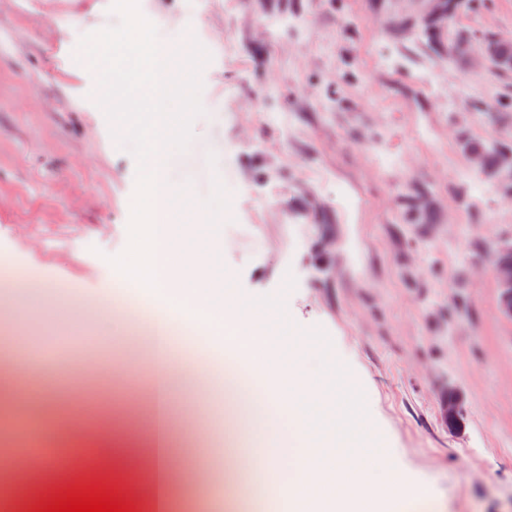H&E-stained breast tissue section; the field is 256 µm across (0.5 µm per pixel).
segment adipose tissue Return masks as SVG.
<instances>
[{
	"label": "adipose tissue",
	"instance_id": "adipose-tissue-1",
	"mask_svg": "<svg viewBox=\"0 0 512 512\" xmlns=\"http://www.w3.org/2000/svg\"><path fill=\"white\" fill-rule=\"evenodd\" d=\"M147 58L148 162L138 202L145 238L128 270L154 316L150 374L158 416H165L175 397L167 385V360L179 344L177 327H193L203 345L221 341L241 356L224 379V400L232 409L224 434L228 444L247 442L260 463L265 512H402L410 498L403 477L378 460L377 436L362 415L336 404L337 392L354 387L349 376L319 359L286 319L271 318L266 302L228 288L231 273L218 243H194L214 208L191 201L186 186L170 183L166 170L185 140V115L192 107L185 77L198 60L180 35L150 43ZM112 438L148 458L136 482L151 486L153 499L145 508L154 512L174 482L163 465L172 451L164 424L140 439L116 428Z\"/></svg>",
	"mask_w": 512,
	"mask_h": 512
}]
</instances>
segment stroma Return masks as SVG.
Returning a JSON list of instances; mask_svg holds the SVG:
<instances>
[{
	"label": "stroma",
	"instance_id": "obj_1",
	"mask_svg": "<svg viewBox=\"0 0 512 512\" xmlns=\"http://www.w3.org/2000/svg\"><path fill=\"white\" fill-rule=\"evenodd\" d=\"M140 2L148 39L186 31L201 59L186 77L196 99L187 152L167 176L192 199L231 201V287L267 301L352 377L355 390L336 399L367 417L409 485L428 486L416 512H512V318L480 253L487 239L512 242V207L498 181L486 186L490 208L459 199L477 167L462 141L512 139V68L473 48L449 66L424 54L398 24L421 21L428 0ZM279 13L301 31L273 42L267 21ZM451 26L512 40V0H476ZM126 27L118 0L0 8V257L32 275L30 291L6 297L28 327L44 325V303L61 310L60 325H98L102 286L137 247L144 151L118 138L122 117L100 109L97 89L111 79L119 95L138 96L149 73L139 48L93 41ZM419 73L433 86H417ZM415 184L433 191L439 223H407L400 197ZM124 333L93 336L81 372L61 349L41 395L17 389L14 415L43 423L42 446L66 444L62 414L101 427L143 415L130 388L150 361H133L128 340L146 334ZM181 382L169 417L181 474L171 512H214L231 476L224 427H207L206 450L186 445L197 376ZM452 386L456 431L442 410Z\"/></svg>",
	"mask_w": 512,
	"mask_h": 512
}]
</instances>
